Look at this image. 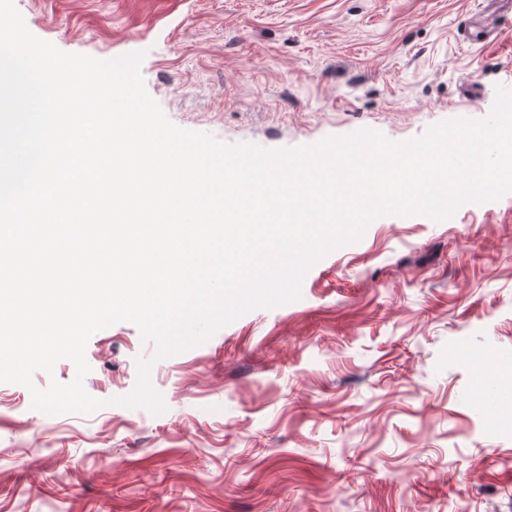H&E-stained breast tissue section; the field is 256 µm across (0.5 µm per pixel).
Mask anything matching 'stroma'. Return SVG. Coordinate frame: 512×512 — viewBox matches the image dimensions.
Masks as SVG:
<instances>
[{
    "label": "stroma",
    "mask_w": 512,
    "mask_h": 512,
    "mask_svg": "<svg viewBox=\"0 0 512 512\" xmlns=\"http://www.w3.org/2000/svg\"><path fill=\"white\" fill-rule=\"evenodd\" d=\"M15 5L62 51L142 53L168 119L231 145L404 141L512 88L504 0ZM142 351L128 322L90 338L85 387L105 405L88 415L0 383V512H512V427H488L475 381L480 358L512 363V194L376 219L301 300L155 363L159 416L106 403Z\"/></svg>",
    "instance_id": "1"
}]
</instances>
